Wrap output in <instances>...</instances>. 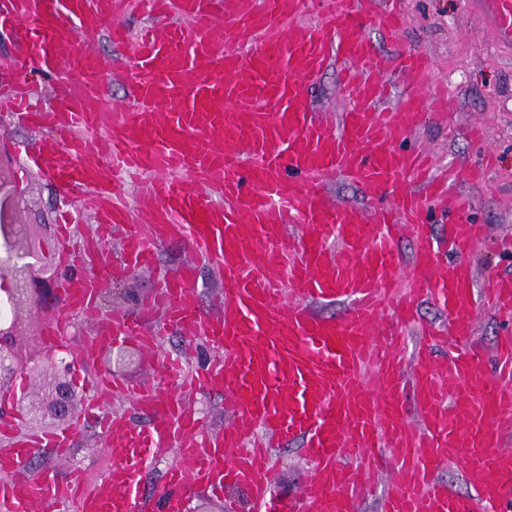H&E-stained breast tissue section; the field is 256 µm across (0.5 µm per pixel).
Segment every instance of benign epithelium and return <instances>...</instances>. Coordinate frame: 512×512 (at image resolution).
<instances>
[{
  "label": "benign epithelium",
  "instance_id": "benign-epithelium-1",
  "mask_svg": "<svg viewBox=\"0 0 512 512\" xmlns=\"http://www.w3.org/2000/svg\"><path fill=\"white\" fill-rule=\"evenodd\" d=\"M0 233L7 239L9 247L21 258H34L41 246V234L32 224L1 225ZM30 263L16 264L11 275L13 287L7 289L13 314L10 320L0 323V389L11 393L10 398L0 403V418L15 416L25 421H38L47 416L61 421L77 410L80 387L75 381L71 364L57 360L47 352L26 357L18 348L17 341L25 331L22 314L31 313L33 306L53 290L58 272L43 270V276H30ZM137 353L124 345H114L100 354V360L117 376L134 362ZM58 372L49 389V402L44 404L31 395L30 385L17 386V381L30 379L47 370Z\"/></svg>",
  "mask_w": 512,
  "mask_h": 512
}]
</instances>
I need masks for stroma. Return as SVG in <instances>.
I'll list each match as a JSON object with an SVG mask.
<instances>
[{"mask_svg":"<svg viewBox=\"0 0 512 512\" xmlns=\"http://www.w3.org/2000/svg\"><path fill=\"white\" fill-rule=\"evenodd\" d=\"M408 26L394 37L377 27L365 30L366 36L383 54L393 56L408 47L429 53L435 62V85L457 101V110L448 121L424 113L410 124V135L432 154L440 165L460 166L479 160L492 152L495 161L485 185L474 186L460 180L459 188L474 201L476 217L488 226V235L473 255L477 275L512 272V256L499 253L500 241L512 238V44L499 42L481 18L468 12L466 0H403ZM486 127L485 145L471 143L464 135L467 126ZM0 167L11 174L13 195L18 208H6L0 218L22 224L54 223L61 205L54 186L22 172L23 150L34 140L29 130L0 119ZM192 261V255L180 244L163 248L155 268L125 273L110 282L102 297V306L115 315L134 311L143 296L158 287L164 274L174 272ZM82 466L91 479H98L108 461L95 427H87L66 459L44 454L34 460L33 471L53 469L64 473L69 467Z\"/></svg>","mask_w":512,"mask_h":512,"instance_id":"obj_1","label":"stroma"}]
</instances>
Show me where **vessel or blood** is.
<instances>
[{"label":"vessel or blood","instance_id":"b4317fda","mask_svg":"<svg viewBox=\"0 0 512 512\" xmlns=\"http://www.w3.org/2000/svg\"><path fill=\"white\" fill-rule=\"evenodd\" d=\"M481 2L512 42V0ZM143 14L152 24L131 28ZM6 24L23 28V65L52 74L57 88L56 106L42 109L27 87L0 82V112L58 133L33 146L39 172L101 231H121L122 270L151 268L179 242L211 264L221 288L205 311L189 262L105 333L75 342L68 317L44 325L47 348L70 349L85 367L110 341L156 349L151 315L203 339L213 357L194 369L164 359L159 387L96 374L88 408L101 413L112 465L91 490L78 468L27 474L40 451L69 455L85 415L42 434L1 420L0 512H182L192 484L244 491L226 512H355L375 488L380 512H512V274L476 279L470 253L486 233L458 171L407 141L409 118L456 104L431 89L427 54L393 61L365 37L369 25L403 31L398 0L381 11L373 0H0ZM101 31L130 48L129 70L98 49ZM331 61L348 91L335 115L311 95ZM395 67L411 85L393 100L384 77ZM118 70L127 93L107 113L102 78ZM338 180L366 205L332 202ZM438 222L448 226L441 237ZM405 228L409 261L398 247ZM46 255L59 267L98 260L105 242L74 244L62 224ZM103 284L89 269L59 292L70 314L92 319ZM425 301L447 323L417 322ZM336 302L341 316L318 313ZM481 312L501 328L489 355L474 339ZM186 389L223 397L230 424L211 428ZM115 395L151 424L103 413ZM297 439L308 460L300 488L276 494V449ZM170 449L156 502L139 499L144 467ZM457 464L471 494L438 477Z\"/></svg>","mask_w":512,"mask_h":512}]
</instances>
